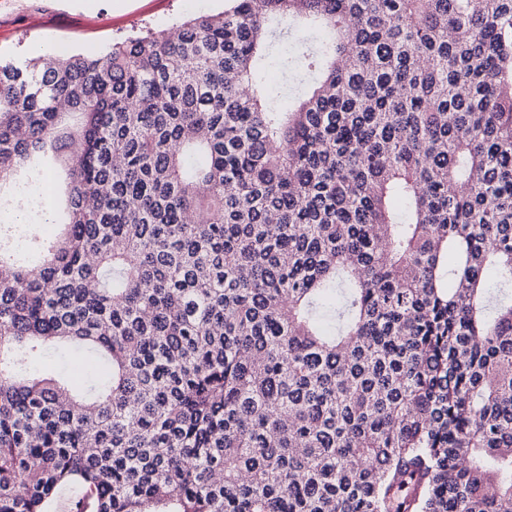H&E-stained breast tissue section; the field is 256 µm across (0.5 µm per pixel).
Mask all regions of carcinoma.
<instances>
[{
	"mask_svg": "<svg viewBox=\"0 0 512 512\" xmlns=\"http://www.w3.org/2000/svg\"><path fill=\"white\" fill-rule=\"evenodd\" d=\"M174 29L0 61V512H512V0ZM278 51L275 49L273 50V58L274 59L269 60L267 66H266L265 80L270 87L275 89V91L280 92L281 95L284 96L282 98V102L284 104H287L288 103V93L292 92L293 94H298L302 91L303 88L302 87L296 88V86L289 84L288 88L283 87L284 89H282L284 81H283L282 74L280 71V66L276 62V57L278 55ZM291 88H292V91H291Z\"/></svg>",
	"mask_w": 512,
	"mask_h": 512,
	"instance_id": "cac0c4a2",
	"label": "carcinoma"
}]
</instances>
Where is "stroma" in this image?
<instances>
[{"instance_id":"1","label":"stroma","mask_w":512,"mask_h":512,"mask_svg":"<svg viewBox=\"0 0 512 512\" xmlns=\"http://www.w3.org/2000/svg\"><path fill=\"white\" fill-rule=\"evenodd\" d=\"M223 7L224 0H0V57H33L48 41L67 53H92L112 39Z\"/></svg>"}]
</instances>
